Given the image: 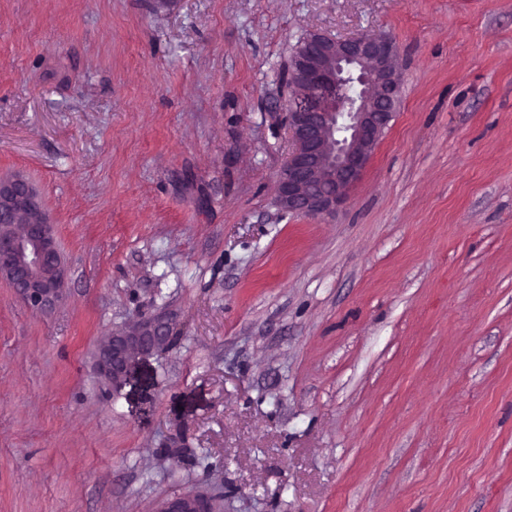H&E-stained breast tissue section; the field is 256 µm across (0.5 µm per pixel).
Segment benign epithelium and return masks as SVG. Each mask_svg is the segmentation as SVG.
<instances>
[{
    "mask_svg": "<svg viewBox=\"0 0 512 512\" xmlns=\"http://www.w3.org/2000/svg\"><path fill=\"white\" fill-rule=\"evenodd\" d=\"M398 46L384 34L336 38L314 30L293 55L296 93L285 104L292 149L275 182L280 207L321 219L348 200L395 114L402 78ZM26 223L18 224V217ZM66 268L55 225L39 194L21 175L0 176V280L27 306L47 313L64 299ZM175 321L157 314L112 333L99 351L101 375L122 384L133 360L168 346ZM158 512H212L211 498L188 494Z\"/></svg>",
    "mask_w": 512,
    "mask_h": 512,
    "instance_id": "1",
    "label": "benign epithelium"
}]
</instances>
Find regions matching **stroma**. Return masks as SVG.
Listing matches in <instances>:
<instances>
[{"label":"stroma","mask_w":512,"mask_h":512,"mask_svg":"<svg viewBox=\"0 0 512 512\" xmlns=\"http://www.w3.org/2000/svg\"><path fill=\"white\" fill-rule=\"evenodd\" d=\"M312 30L403 80L325 220L274 193ZM14 173L67 280L46 315L0 282V512H512V0H0ZM174 329V319L160 313L113 332L98 354L100 374L110 380L112 386L122 384L133 360L168 346L174 339ZM211 498L204 494H188L162 503L158 512H212Z\"/></svg>","instance_id":"35a3bbf8"}]
</instances>
